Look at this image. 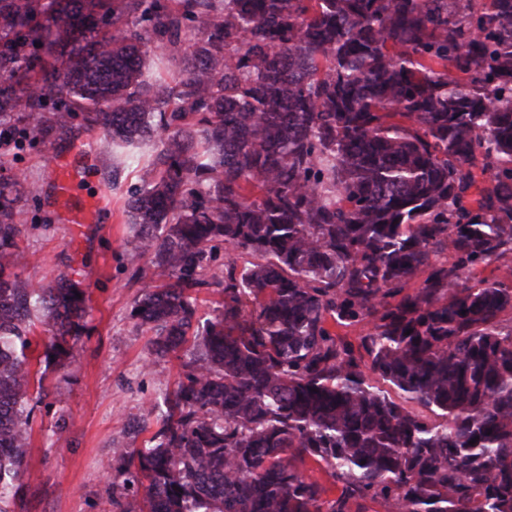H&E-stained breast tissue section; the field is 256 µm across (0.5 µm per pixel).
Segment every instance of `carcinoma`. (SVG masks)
I'll return each instance as SVG.
<instances>
[{
  "label": "carcinoma",
  "instance_id": "obj_1",
  "mask_svg": "<svg viewBox=\"0 0 512 512\" xmlns=\"http://www.w3.org/2000/svg\"><path fill=\"white\" fill-rule=\"evenodd\" d=\"M77 115L152 146L131 317L190 356L113 512H512V277H477L512 262V0H0V145ZM22 195L0 175V512L32 346L86 331L81 282L14 272Z\"/></svg>",
  "mask_w": 512,
  "mask_h": 512
}]
</instances>
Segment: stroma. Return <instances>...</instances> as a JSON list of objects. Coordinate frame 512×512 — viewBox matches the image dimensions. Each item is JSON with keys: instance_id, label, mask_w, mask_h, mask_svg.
Instances as JSON below:
<instances>
[{"instance_id": "1", "label": "stroma", "mask_w": 512, "mask_h": 512, "mask_svg": "<svg viewBox=\"0 0 512 512\" xmlns=\"http://www.w3.org/2000/svg\"><path fill=\"white\" fill-rule=\"evenodd\" d=\"M77 147L95 159L82 179L87 221L65 224L52 183ZM120 158L102 135L77 127L51 145L0 154L1 169L21 170L40 187L38 200L17 205L19 245L26 256L21 276L46 283L78 272L89 310L74 362L46 371L47 391L31 422L19 512H112V493L122 490L128 477L121 449L144 446L150 434L141 424L148 409L162 402L184 372V352L150 355L149 333L130 316L140 286L125 260L134 233L125 202L143 170H113Z\"/></svg>"}]
</instances>
